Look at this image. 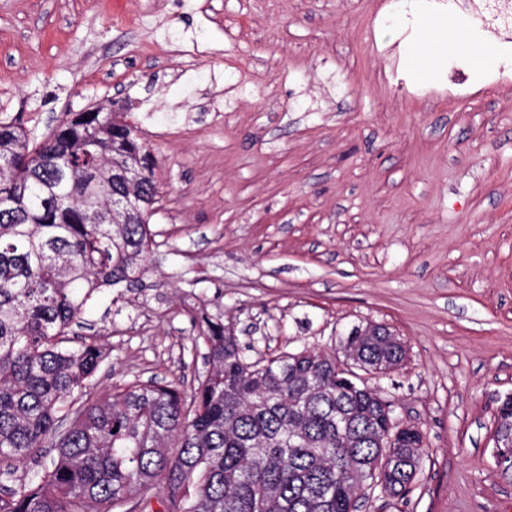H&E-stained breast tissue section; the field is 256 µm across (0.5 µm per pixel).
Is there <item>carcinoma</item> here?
<instances>
[{"label": "carcinoma", "mask_w": 512, "mask_h": 512, "mask_svg": "<svg viewBox=\"0 0 512 512\" xmlns=\"http://www.w3.org/2000/svg\"><path fill=\"white\" fill-rule=\"evenodd\" d=\"M126 112H71L43 140L0 119V512H356L367 482L405 498L421 430L390 419L360 378L406 356L383 336L251 361L221 317L198 311L206 376L88 389L106 353L64 336L88 301L141 284L153 245L142 212L112 223L118 170L158 203L156 159ZM512 442V400L494 415ZM50 446L30 477L18 471Z\"/></svg>", "instance_id": "obj_1"}]
</instances>
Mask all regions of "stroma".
<instances>
[{
  "mask_svg": "<svg viewBox=\"0 0 512 512\" xmlns=\"http://www.w3.org/2000/svg\"><path fill=\"white\" fill-rule=\"evenodd\" d=\"M395 0H0V118L47 136L122 96L159 204L143 287L88 302L96 391L206 369L191 312L250 358L387 324L406 359L370 384L426 435L405 498L359 512H512L497 396L512 393V82H419Z\"/></svg>",
  "mask_w": 512,
  "mask_h": 512,
  "instance_id": "1",
  "label": "stroma"
}]
</instances>
